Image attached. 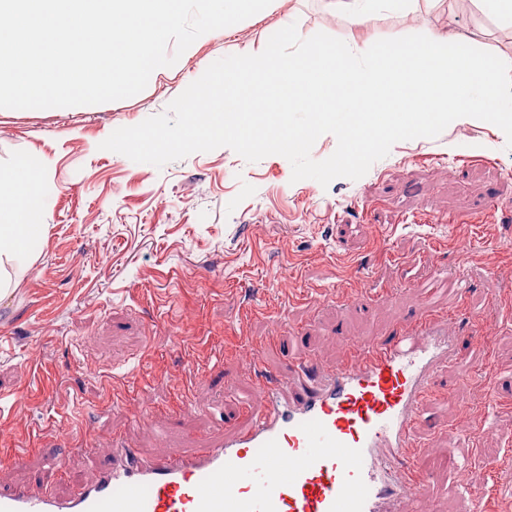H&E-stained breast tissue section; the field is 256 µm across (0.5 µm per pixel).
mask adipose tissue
Instances as JSON below:
<instances>
[{
	"label": "adipose tissue",
	"instance_id": "ef3b65f1",
	"mask_svg": "<svg viewBox=\"0 0 512 512\" xmlns=\"http://www.w3.org/2000/svg\"><path fill=\"white\" fill-rule=\"evenodd\" d=\"M287 0H198V9L221 21L225 34L240 30L243 22L260 20L284 8ZM45 171L33 158L22 160L11 172L0 171V302L10 296L8 268L31 253L45 233L40 222Z\"/></svg>",
	"mask_w": 512,
	"mask_h": 512
}]
</instances>
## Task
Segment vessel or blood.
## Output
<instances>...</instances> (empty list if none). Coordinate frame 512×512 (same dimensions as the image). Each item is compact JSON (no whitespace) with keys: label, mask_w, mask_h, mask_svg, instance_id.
Segmentation results:
<instances>
[{"label":"vessel or blood","mask_w":512,"mask_h":512,"mask_svg":"<svg viewBox=\"0 0 512 512\" xmlns=\"http://www.w3.org/2000/svg\"><path fill=\"white\" fill-rule=\"evenodd\" d=\"M449 323L422 312L333 365L293 363L259 387L249 426L183 458H148L123 439L74 495L16 489L0 512H399L430 497L408 453L457 360Z\"/></svg>","instance_id":"obj_1"}]
</instances>
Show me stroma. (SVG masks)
I'll list each match as a JSON object with an SVG mask.
<instances>
[{"instance_id":"stroma-1","label":"stroma","mask_w":512,"mask_h":512,"mask_svg":"<svg viewBox=\"0 0 512 512\" xmlns=\"http://www.w3.org/2000/svg\"><path fill=\"white\" fill-rule=\"evenodd\" d=\"M303 31L345 43L464 31L512 64V25L476 0L385 8L363 31L294 0ZM266 22L199 37L139 94L98 105L0 109V169L25 157L47 170L44 238L13 272L0 304V438L35 430L37 447L0 451V492L76 493L106 464L116 436L144 456L175 454L250 419L256 376L291 362L335 364L341 336L391 335L419 316L416 283L466 270L468 288L433 312L463 330L462 362L446 363L411 455L431 486L429 512H512V149L478 122L395 143L360 179L292 182L289 161L249 163L232 149L163 167L101 149L115 129L163 113L201 67L261 52ZM281 336L254 363L245 348ZM201 405L173 411L186 372ZM463 476L453 490L444 464Z\"/></svg>"}]
</instances>
